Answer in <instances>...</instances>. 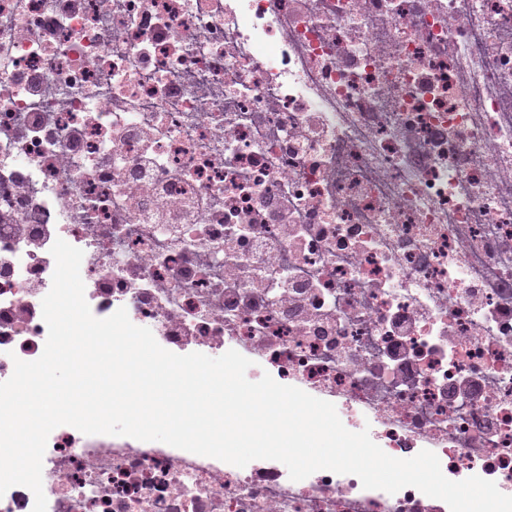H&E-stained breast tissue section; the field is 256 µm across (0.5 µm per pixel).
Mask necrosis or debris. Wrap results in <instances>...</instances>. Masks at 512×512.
I'll return each instance as SVG.
<instances>
[{
  "mask_svg": "<svg viewBox=\"0 0 512 512\" xmlns=\"http://www.w3.org/2000/svg\"><path fill=\"white\" fill-rule=\"evenodd\" d=\"M98 318L512 495V0H0V382ZM47 512H449L61 425Z\"/></svg>",
  "mask_w": 512,
  "mask_h": 512,
  "instance_id": "1",
  "label": "necrosis or debris"
}]
</instances>
